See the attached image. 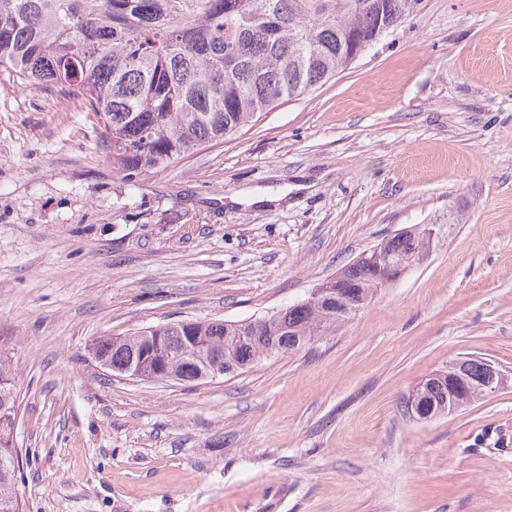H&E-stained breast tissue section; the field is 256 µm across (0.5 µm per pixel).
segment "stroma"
<instances>
[{"instance_id":"35a3bbf8","label":"stroma","mask_w":512,"mask_h":512,"mask_svg":"<svg viewBox=\"0 0 512 512\" xmlns=\"http://www.w3.org/2000/svg\"><path fill=\"white\" fill-rule=\"evenodd\" d=\"M432 222L423 261L247 372L111 378L89 353L285 309ZM464 357L508 374L495 397L402 413ZM0 359L25 512H512V0H422L323 85L131 182L85 99L0 71Z\"/></svg>"}]
</instances>
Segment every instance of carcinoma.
Masks as SVG:
<instances>
[{
    "mask_svg": "<svg viewBox=\"0 0 512 512\" xmlns=\"http://www.w3.org/2000/svg\"><path fill=\"white\" fill-rule=\"evenodd\" d=\"M421 0H0V67L27 84L58 87L87 100L102 120L112 169L127 181L145 169H165L199 146L219 141L281 101L323 84L420 7ZM379 247L414 262L429 252L420 239L395 234ZM363 301L380 281L363 258L341 272ZM350 319L334 306L299 312L292 307L256 319L176 321L124 336L97 337L91 349L111 371L160 343L169 352L159 372L195 382L200 361L181 357L205 346L202 359L224 363L244 329L257 343L236 349L253 368L262 339L278 336L295 351ZM455 365L416 391L414 415L431 419L449 406L481 399L452 383ZM20 394L0 360V512H24L14 444Z\"/></svg>",
    "mask_w": 512,
    "mask_h": 512,
    "instance_id": "cac0c4a2",
    "label": "carcinoma"
}]
</instances>
